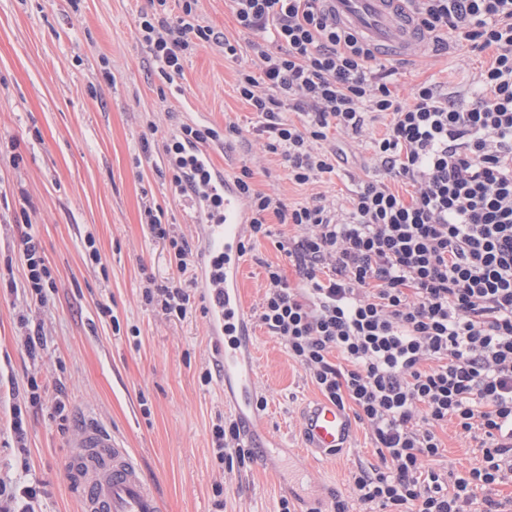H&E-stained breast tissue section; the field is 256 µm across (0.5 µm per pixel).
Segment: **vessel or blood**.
<instances>
[{
    "mask_svg": "<svg viewBox=\"0 0 512 512\" xmlns=\"http://www.w3.org/2000/svg\"><path fill=\"white\" fill-rule=\"evenodd\" d=\"M329 5L340 24L363 36L377 50L393 48L412 55L425 43L405 0H330ZM193 214L202 240L205 275L220 281L219 292L212 295L211 311L214 323L224 332L220 352L224 378L235 381L240 389L230 407L243 423L254 412L257 385L255 370L244 355L243 329L248 315L238 295L250 213L234 184L217 170L211 183L196 195ZM301 425L308 447L320 453L348 447L352 438L348 412L328 400L307 409ZM73 446L70 469L82 512H163L161 497L111 428L94 417H83Z\"/></svg>",
    "mask_w": 512,
    "mask_h": 512,
    "instance_id": "b4317fda",
    "label": "vessel or blood"
}]
</instances>
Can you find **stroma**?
<instances>
[{"label":"stroma","instance_id":"obj_1","mask_svg":"<svg viewBox=\"0 0 512 512\" xmlns=\"http://www.w3.org/2000/svg\"><path fill=\"white\" fill-rule=\"evenodd\" d=\"M152 0H0V278L22 282L20 217L39 241L55 288L45 305L23 293H0V481L37 487L33 512H80L69 474V445L83 414L111 427L163 498L166 512H296L308 501L331 506L347 498L350 512H369L350 496L358 466H380L370 430L355 423L349 447L321 454L305 447L301 417L321 394L289 356L284 342L256 319L266 291V267L279 266L290 286L300 276L279 244L292 226L269 216L271 234L251 241L241 276L250 315L248 356L258 395L257 422L279 460L226 470L211 447V427L231 417L224 380L200 381L223 342L213 334L206 288L177 319L146 305L147 277L157 282L200 278V264L179 270L168 245L154 238L146 210L174 225L199 248L193 200L176 194L159 171L181 124L240 137L208 144L215 168L228 177L249 166L256 190L276 192L287 205L323 198L347 206L352 181L375 175L368 142L331 180L299 186L280 156L253 134L257 116L236 91L241 64L221 46L197 47L174 81L160 76L140 40L138 22ZM198 24L246 49L224 0H199ZM491 51L469 45L446 52L427 43L417 55L393 57L401 102L413 88L436 82L451 91L473 85ZM94 236L104 267L88 265L83 241ZM40 327L45 346L30 357L24 326ZM36 378L48 388L28 411L25 451L10 431L11 409ZM69 417L54 411L56 396ZM444 451L432 466L450 474L477 466L480 456L455 425L439 428Z\"/></svg>","mask_w":512,"mask_h":512}]
</instances>
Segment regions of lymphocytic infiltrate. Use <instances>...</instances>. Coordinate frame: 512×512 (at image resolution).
<instances>
[{"label":"lymphocytic infiltrate","instance_id":"f902f5d3","mask_svg":"<svg viewBox=\"0 0 512 512\" xmlns=\"http://www.w3.org/2000/svg\"><path fill=\"white\" fill-rule=\"evenodd\" d=\"M139 18V35L165 79L184 55L218 42L193 24L198 0L182 15L161 9ZM252 34L239 95L259 116L253 132L288 164L300 186L335 174L338 137L367 136L377 178L360 182L348 209L321 200L287 206L255 190L242 168L234 184L251 212V236L267 235L268 215L295 226L283 243L301 275L288 285L267 269L258 320L283 341L320 393L350 406L373 434L382 467H359L351 491L373 512H503L496 488L512 479V0H412L433 39L492 50L476 90L414 88L401 104L370 44L337 25L325 0H229ZM292 102L300 116L281 114ZM413 188L403 198L391 180ZM19 260L24 290L45 304L55 286L30 233ZM196 280L150 283L147 305L178 319ZM454 422L476 442L481 461L444 477L427 468L443 452L436 428ZM238 422L217 420L212 447L226 468L253 459Z\"/></svg>","mask_w":512,"mask_h":512}]
</instances>
